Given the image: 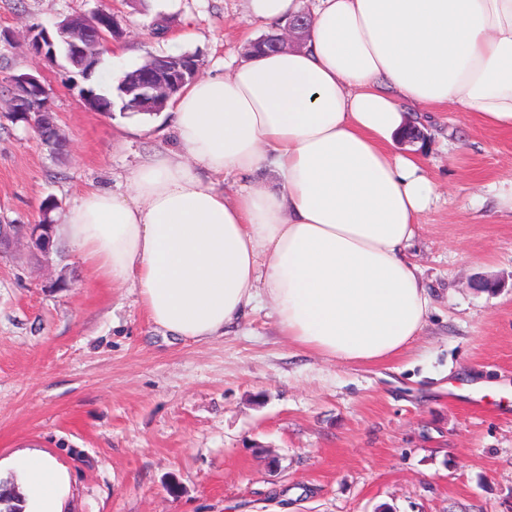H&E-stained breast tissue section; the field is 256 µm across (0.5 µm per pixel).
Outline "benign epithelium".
<instances>
[{
    "mask_svg": "<svg viewBox=\"0 0 512 512\" xmlns=\"http://www.w3.org/2000/svg\"><path fill=\"white\" fill-rule=\"evenodd\" d=\"M310 19L300 15L288 23L284 33L273 34L263 39L260 47L283 50L300 44ZM121 27L118 25H94L90 14L74 15L57 24L53 35L42 36L39 30L29 31V51L43 56L47 61H57L62 56L72 67L83 70L91 62L101 58L102 50L109 48ZM199 67L184 57H151L128 80L122 82L125 94L124 110L127 112H161L181 90V87L194 81ZM45 86L31 73H21L12 80V107L7 117L23 110L28 100L42 96ZM30 124L40 137L53 147V154H59L63 146L60 128L55 113L47 108L37 114ZM28 248L44 257L49 256L53 246V237L44 224H30L26 231Z\"/></svg>",
    "mask_w": 512,
    "mask_h": 512,
    "instance_id": "1",
    "label": "benign epithelium"
}]
</instances>
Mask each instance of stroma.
Listing matches in <instances>:
<instances>
[{
  "label": "stroma",
  "mask_w": 512,
  "mask_h": 512,
  "mask_svg": "<svg viewBox=\"0 0 512 512\" xmlns=\"http://www.w3.org/2000/svg\"><path fill=\"white\" fill-rule=\"evenodd\" d=\"M97 8L122 37L92 77L112 87L156 55H198L223 72L266 35L245 0H0V224H35L88 186L173 144L168 123L79 103L80 76L30 53L27 31ZM40 76L68 141L50 154L5 119L9 78ZM418 155L438 195L408 254L435 303L403 355L348 363L288 343L269 306L223 338L162 336L132 285L88 272L63 241L49 258H0V478L19 455L69 477L63 512H512V403L466 401L476 382L512 393V135L426 112Z\"/></svg>",
  "instance_id": "stroma-1"
}]
</instances>
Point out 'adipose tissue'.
<instances>
[{
  "label": "adipose tissue",
  "mask_w": 512,
  "mask_h": 512,
  "mask_svg": "<svg viewBox=\"0 0 512 512\" xmlns=\"http://www.w3.org/2000/svg\"><path fill=\"white\" fill-rule=\"evenodd\" d=\"M271 32L303 0H247ZM452 106L512 133V0H314L303 43L179 94L175 148L86 189L65 240L99 279L132 284L155 328L194 343L269 302L292 345L350 363L401 356L434 299L408 257L436 186L396 145L406 105ZM251 177L235 197L227 176ZM12 468L27 512H62L45 455Z\"/></svg>",
  "instance_id": "ef3b65f1"
}]
</instances>
